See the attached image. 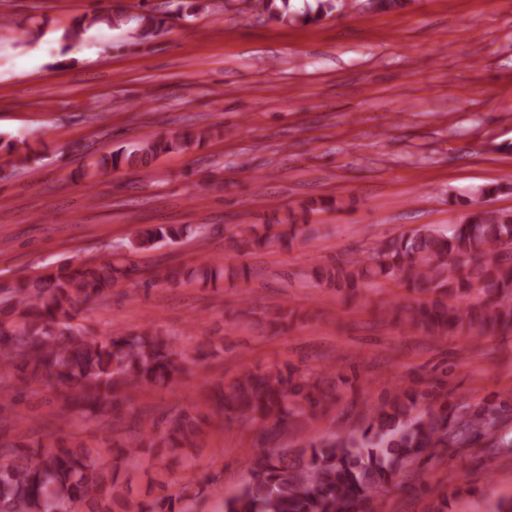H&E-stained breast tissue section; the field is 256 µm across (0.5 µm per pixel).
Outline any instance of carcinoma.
Instances as JSON below:
<instances>
[{"instance_id": "cac0c4a2", "label": "carcinoma", "mask_w": 512, "mask_h": 512, "mask_svg": "<svg viewBox=\"0 0 512 512\" xmlns=\"http://www.w3.org/2000/svg\"><path fill=\"white\" fill-rule=\"evenodd\" d=\"M336 9L335 0H316L291 14L288 0L277 8L266 0L268 19L317 22ZM165 20L141 17V36L159 33ZM208 129L164 133L146 139L122 154H110L81 172L89 179L104 177L119 164L149 167L171 152H189L209 138ZM11 165L38 162L8 142L3 145ZM465 208L448 233L421 227L380 241L365 255L311 267V279L354 300L371 285L386 283L417 295L416 304L389 308L391 317L427 336L472 333L483 336L512 330V211L488 210L472 198H455ZM304 233L299 224L283 228L265 225L264 233L242 228L234 235L236 251L284 247ZM188 235L184 226L141 228L130 247L150 250L162 241ZM246 278L245 266L224 265L209 258L183 273L177 268L141 275L139 266L120 261L63 263L56 270L0 288V373L14 369L30 380L62 389L69 401L91 419L108 413L120 421L125 415L124 392L150 387L181 370L183 351L177 338L147 325L135 331L115 330L100 337L83 324L80 315L105 303L123 279L179 282L184 278L216 283L226 271ZM482 298L467 307L457 299L471 294ZM333 395L322 380L312 381L287 367L250 372L217 394L225 425H258L275 435L286 427L319 419ZM416 394L395 391L379 402L365 425L333 438L312 435L295 458L288 454L261 457L252 477L224 501V512H375L377 498L410 462L435 448L465 446L483 440L484 451L509 446L499 435L498 412L481 409L451 414L446 404L416 414ZM161 434L153 426L122 445L124 455L137 456L144 448H193L201 433L196 419L180 414ZM111 442L104 436L95 445L71 449L59 442H38L35 449L0 440V512H78L86 501L112 497V472L98 466L97 449Z\"/></svg>"}]
</instances>
